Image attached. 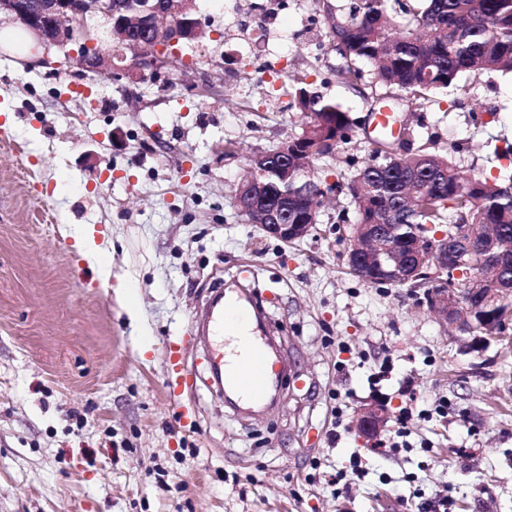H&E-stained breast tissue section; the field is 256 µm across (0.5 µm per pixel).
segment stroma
<instances>
[{
  "mask_svg": "<svg viewBox=\"0 0 512 512\" xmlns=\"http://www.w3.org/2000/svg\"><path fill=\"white\" fill-rule=\"evenodd\" d=\"M193 9L198 39L154 81L0 50V512H512V350L463 353L423 295L351 274L355 226L336 221L350 197L288 244L231 203L246 156L301 131L294 74L362 119L382 86L331 77L313 0L271 32L284 69L267 77L242 39L251 11ZM410 122L460 166L512 180L494 155L512 145V72L461 74ZM227 139L236 156L216 151ZM362 139L318 162L325 183L352 175ZM244 277L299 374L256 419L217 397L207 343L188 335L212 289ZM173 345L194 393L167 388ZM374 400L390 413L375 441L353 427Z\"/></svg>",
  "mask_w": 512,
  "mask_h": 512,
  "instance_id": "obj_1",
  "label": "stroma"
}]
</instances>
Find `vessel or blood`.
I'll return each mask as SVG.
<instances>
[{
    "label": "vessel or blood",
    "instance_id": "b4317fda",
    "mask_svg": "<svg viewBox=\"0 0 512 512\" xmlns=\"http://www.w3.org/2000/svg\"><path fill=\"white\" fill-rule=\"evenodd\" d=\"M246 289H236L234 296L217 292L209 306L193 317L199 333L213 337L215 343L210 353L214 374L221 379L224 397L240 408L242 414L259 416L271 410L278 398L280 382L288 368V354L273 349L268 337L250 335L243 365L228 361L225 351L224 329L229 318L251 316L252 310L246 303ZM172 377L169 386L172 391L195 388V375L185 368L180 359H172Z\"/></svg>",
    "mask_w": 512,
    "mask_h": 512
}]
</instances>
